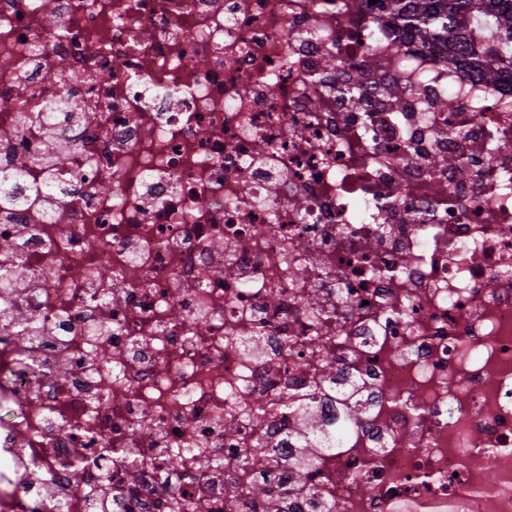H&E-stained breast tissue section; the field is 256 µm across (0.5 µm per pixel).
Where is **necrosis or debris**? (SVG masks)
<instances>
[{"label": "necrosis or debris", "mask_w": 512, "mask_h": 512, "mask_svg": "<svg viewBox=\"0 0 512 512\" xmlns=\"http://www.w3.org/2000/svg\"><path fill=\"white\" fill-rule=\"evenodd\" d=\"M16 166L0 512H512V80L370 0H0ZM69 108L70 107L68 102L58 100L57 102L47 107L46 112L43 113L42 117H40V115L38 114V117L44 122V124L47 127L48 142L50 144L52 152H54V156L56 157L54 164L56 169H62L63 165L65 164V147L54 139L52 135V126L54 125L57 113H59V111L62 109H65L66 112L69 113Z\"/></svg>", "instance_id": "1"}]
</instances>
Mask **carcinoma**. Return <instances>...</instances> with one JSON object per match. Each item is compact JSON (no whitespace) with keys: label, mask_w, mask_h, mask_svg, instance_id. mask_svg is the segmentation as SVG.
Returning <instances> with one entry per match:
<instances>
[{"label":"carcinoma","mask_w":512,"mask_h":512,"mask_svg":"<svg viewBox=\"0 0 512 512\" xmlns=\"http://www.w3.org/2000/svg\"><path fill=\"white\" fill-rule=\"evenodd\" d=\"M385 8L418 39L461 61L467 70L489 80L512 79V0H386ZM62 109H69V103L59 100L41 117L57 169L65 164V147L51 132ZM20 177L18 170L0 169V212L21 207L14 191ZM21 277L17 263L0 264V289L13 287Z\"/></svg>","instance_id":"cac0c4a2"}]
</instances>
